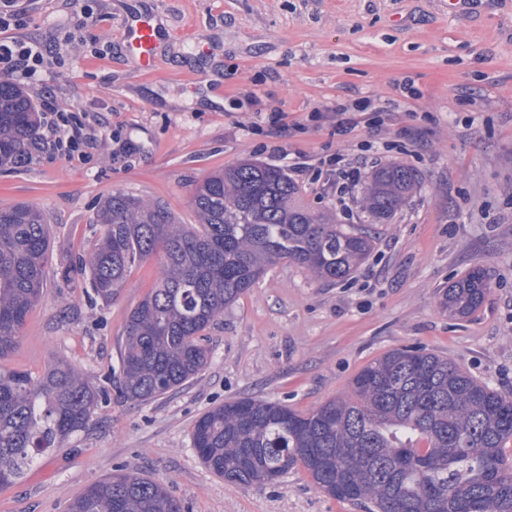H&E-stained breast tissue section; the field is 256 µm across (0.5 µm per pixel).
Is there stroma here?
Instances as JSON below:
<instances>
[{"instance_id": "obj_1", "label": "stroma", "mask_w": 512, "mask_h": 512, "mask_svg": "<svg viewBox=\"0 0 512 512\" xmlns=\"http://www.w3.org/2000/svg\"><path fill=\"white\" fill-rule=\"evenodd\" d=\"M8 35L53 51V72L26 84L80 113L89 155L53 145L0 169V207L29 203L52 229L54 259L11 367L34 373L63 358L104 386L119 370L127 315L153 287L155 259L133 268L110 306L66 286L56 260L100 232L96 211L112 190L165 204L195 223L191 197L211 173L252 159L306 173V206L362 224L361 189L347 212L324 188L322 158L339 153L366 171L396 161L421 185L346 280L324 282L281 263L225 309L205 333L210 363L156 399L111 401L68 447L42 454L0 487V512H64L90 484L115 474L169 482L184 512H363L330 497L303 468L279 482H224L199 459L196 420L241 398L300 413L349 393L353 377L388 350L418 346L473 377L512 391V0H14ZM152 10L164 27L195 20L221 65L195 41L165 42L150 74L127 55L124 19ZM213 57V58H214ZM410 84L413 95L400 87ZM368 99L348 134L331 114ZM329 118L315 122L311 113ZM289 144L290 156L276 147ZM492 287L470 317L454 320L441 289L474 265Z\"/></svg>"}]
</instances>
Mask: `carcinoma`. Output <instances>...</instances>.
Returning a JSON list of instances; mask_svg holds the SVG:
<instances>
[{
    "mask_svg": "<svg viewBox=\"0 0 512 512\" xmlns=\"http://www.w3.org/2000/svg\"><path fill=\"white\" fill-rule=\"evenodd\" d=\"M39 126L26 92L0 78V167L40 148ZM418 184V172L402 163L375 169L362 199L371 223H388ZM300 197L283 169L251 160L198 183L195 224L180 223L159 202L112 191L97 212L100 237L58 265L65 284L79 282L109 305L137 263L159 260V279L127 316L120 373L108 388L62 360L38 375L7 366L52 249L40 208H0V487L21 479L41 453L66 447L100 403L147 402L197 377L209 364L203 332L273 265L292 262L325 281L349 277L370 254L372 235L311 212ZM489 288L476 265L448 283L441 309L467 318ZM509 440L512 393L418 348L387 352L354 377L350 396L307 414L242 398L207 410L193 430L198 457L227 483H273L300 465L325 493L364 502L368 512H512ZM67 512H182V505L168 483L118 474L89 485Z\"/></svg>",
    "mask_w": 512,
    "mask_h": 512,
    "instance_id": "cac0c4a2",
    "label": "carcinoma"
}]
</instances>
